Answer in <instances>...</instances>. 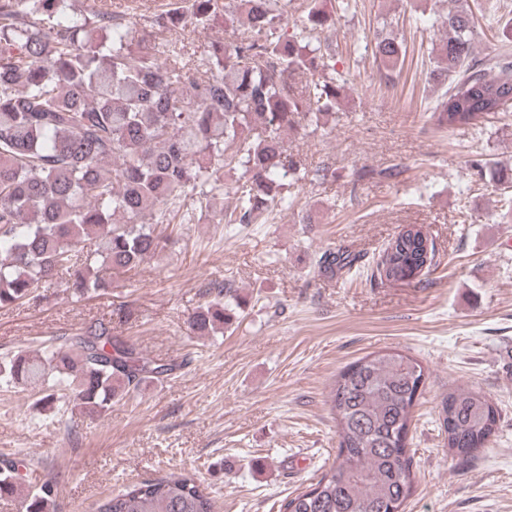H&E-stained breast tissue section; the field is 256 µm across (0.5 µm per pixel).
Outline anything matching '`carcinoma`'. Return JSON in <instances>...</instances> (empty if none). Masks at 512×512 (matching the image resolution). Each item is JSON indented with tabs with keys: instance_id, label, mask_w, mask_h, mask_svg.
Listing matches in <instances>:
<instances>
[{
	"instance_id": "cac0c4a2",
	"label": "carcinoma",
	"mask_w": 512,
	"mask_h": 512,
	"mask_svg": "<svg viewBox=\"0 0 512 512\" xmlns=\"http://www.w3.org/2000/svg\"><path fill=\"white\" fill-rule=\"evenodd\" d=\"M221 11L247 34L211 43L200 62L165 37ZM124 16V5L108 2L78 12L72 0H0V308L60 278L80 299L110 287L107 273L134 271L164 248L154 227L163 213L180 209L190 224L203 201L224 193L226 167L241 174L224 223L254 224L290 206L288 187L306 167L283 135L302 114L311 126L327 123L345 99L334 57L312 42L336 23L325 0H309L299 31L289 30L280 0H188L155 16L149 31ZM477 25L465 0H448L445 33L430 48L440 128L469 124L490 111L492 91H512L511 54L473 56ZM373 55L390 81L406 46L383 28ZM296 73L311 80L299 88ZM435 256L410 229L384 248L370 279L415 280ZM214 292L193 317L198 336L222 333L231 320L235 289ZM170 371L99 324L1 358L0 388L31 387L46 403L68 391L75 409L100 417ZM425 380L417 360L395 352L347 365L330 392L336 462L285 512H404L414 492L411 411ZM497 418L487 396L449 391L448 453L464 459L487 447ZM0 497L29 503L28 512L54 508L51 487L31 489L12 464L0 467ZM96 512H214V504L194 480L170 475L107 496Z\"/></svg>"
}]
</instances>
